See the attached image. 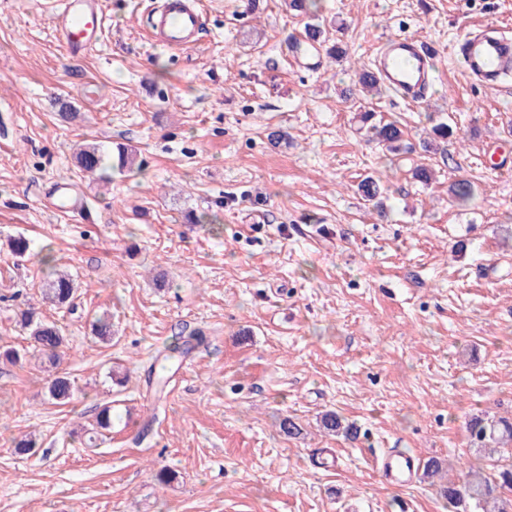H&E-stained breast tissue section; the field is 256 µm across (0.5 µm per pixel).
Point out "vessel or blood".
Returning a JSON list of instances; mask_svg holds the SVG:
<instances>
[{
    "instance_id": "vessel-or-blood-1",
    "label": "vessel or blood",
    "mask_w": 512,
    "mask_h": 512,
    "mask_svg": "<svg viewBox=\"0 0 512 512\" xmlns=\"http://www.w3.org/2000/svg\"><path fill=\"white\" fill-rule=\"evenodd\" d=\"M65 25L60 40L66 50H81L94 45L102 30L103 18L97 0H62ZM201 0H155L148 14V28L156 46L182 49L196 45L203 30ZM455 51L464 69L482 86L499 88L512 79V36L499 27L482 26L470 30ZM377 78L398 92L409 103L428 98L435 72V55L421 41L408 36L388 38L374 62ZM54 207L61 214H78L80 199L69 184H56L52 190ZM376 472L397 484L414 483L421 471V460L408 452L389 451L377 457Z\"/></svg>"
}]
</instances>
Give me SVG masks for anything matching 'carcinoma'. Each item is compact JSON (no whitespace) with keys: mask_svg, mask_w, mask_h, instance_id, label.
<instances>
[{"mask_svg":"<svg viewBox=\"0 0 512 512\" xmlns=\"http://www.w3.org/2000/svg\"><path fill=\"white\" fill-rule=\"evenodd\" d=\"M358 84L362 93H381L382 85L370 71L359 73ZM375 113L365 111L360 118L368 132L372 133L379 144L392 153L409 151L404 142V132L397 122H374ZM453 135V129L446 123H440L432 129V139L421 143L424 152L434 151V142ZM106 159L105 150L97 144H88L79 149L76 162L80 169L93 173L101 169ZM359 191L369 201L381 207V188L377 181L366 178L358 186ZM40 263L47 267V279L42 289L43 298L58 308H71L76 299L77 288L74 279L67 274H57L50 267V256L44 255ZM20 322L29 331L33 346L41 352L49 365L55 364L57 352L65 347L67 338L61 326L54 321H47L33 308L20 314ZM91 335L102 342L112 341V322L106 317H99L91 324ZM47 395L58 405H65L73 397V384L63 375L50 374L47 377ZM322 427L332 433L347 437L352 433V425L344 424L335 412H327L320 418ZM114 427L112 406H99L95 416V425L84 431L88 436L87 445L95 446L97 436ZM466 430L473 447L487 449L491 452L500 449L512 452V420L507 417L489 418L473 415L466 422ZM512 490V464L494 465L490 473L478 466L470 469L467 480L462 484L448 481L441 489L442 496L458 512H512V500L504 497L505 491Z\"/></svg>","mask_w":512,"mask_h":512,"instance_id":"cac0c4a2","label":"carcinoma"}]
</instances>
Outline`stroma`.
Wrapping results in <instances>:
<instances>
[{"instance_id": "obj_1", "label": "stroma", "mask_w": 512, "mask_h": 512, "mask_svg": "<svg viewBox=\"0 0 512 512\" xmlns=\"http://www.w3.org/2000/svg\"><path fill=\"white\" fill-rule=\"evenodd\" d=\"M202 2V41L171 51L147 38L150 0H99L96 48L71 54L52 0H0V347L29 348L19 315L36 308L63 327L56 371L74 383L57 405L39 356L0 363V512H449L440 483L387 482L373 458H435L461 481L491 463L466 420L512 416V91L450 51L474 25L512 27V0H317L346 57L314 73L290 59L306 18L287 0ZM389 35L436 50L429 99H342ZM369 108L412 152L360 133ZM435 121L455 135L426 153ZM92 142L135 148L139 168L82 172ZM368 176L387 217L358 190ZM58 181L83 215L54 210ZM19 234L33 258L13 255ZM41 250L76 276L73 309L43 302ZM104 313L108 343L90 331ZM178 336L193 348L165 362ZM110 401L122 423L84 447ZM328 411L353 439L323 432ZM30 432L36 453L17 455ZM328 450L338 466L318 467Z\"/></svg>"}]
</instances>
